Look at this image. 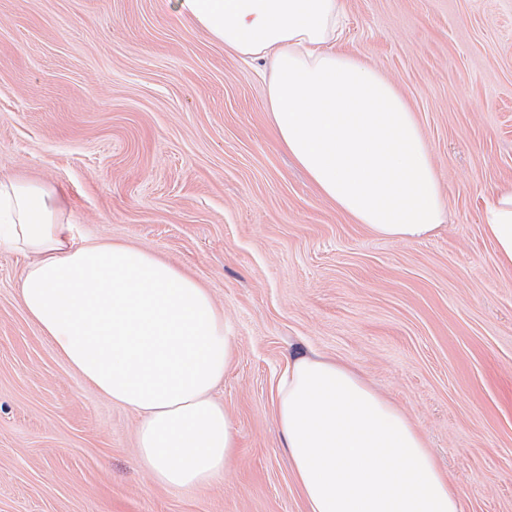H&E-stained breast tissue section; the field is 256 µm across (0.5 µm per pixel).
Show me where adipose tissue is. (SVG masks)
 I'll list each match as a JSON object with an SVG mask.
<instances>
[{"label":"adipose tissue","instance_id":"obj_1","mask_svg":"<svg viewBox=\"0 0 512 512\" xmlns=\"http://www.w3.org/2000/svg\"><path fill=\"white\" fill-rule=\"evenodd\" d=\"M225 49L270 65L267 112L319 194L382 238L408 243L448 219L433 158L404 95L337 50L344 0H176ZM512 269V183L483 213ZM0 248L27 257L19 302L86 383L137 412L139 456L159 484L223 474L233 425L211 391L233 339L206 288L142 249L77 242L63 196L0 178ZM273 413L306 512H461L423 430L349 366L299 352Z\"/></svg>","mask_w":512,"mask_h":512}]
</instances>
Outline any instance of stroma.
<instances>
[{
    "label": "stroma",
    "instance_id": "obj_1",
    "mask_svg": "<svg viewBox=\"0 0 512 512\" xmlns=\"http://www.w3.org/2000/svg\"><path fill=\"white\" fill-rule=\"evenodd\" d=\"M340 47L416 115L448 209L434 238H379L324 200L273 133L269 69L173 0H0V177L60 191L78 239L207 288L236 436L208 485L155 482L139 415L28 319L25 259L0 249V512H305L270 410L299 349L404 410L463 512H512V271L481 223L512 181V0H346Z\"/></svg>",
    "mask_w": 512,
    "mask_h": 512
}]
</instances>
